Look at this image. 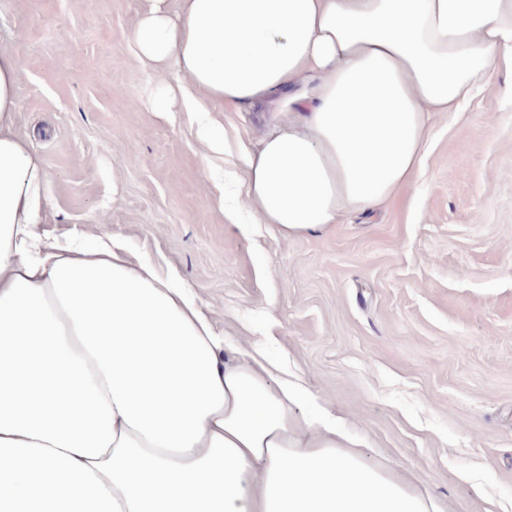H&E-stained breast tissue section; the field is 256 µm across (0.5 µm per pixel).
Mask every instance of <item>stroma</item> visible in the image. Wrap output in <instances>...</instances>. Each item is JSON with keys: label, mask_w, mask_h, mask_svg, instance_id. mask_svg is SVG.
<instances>
[{"label": "stroma", "mask_w": 512, "mask_h": 512, "mask_svg": "<svg viewBox=\"0 0 512 512\" xmlns=\"http://www.w3.org/2000/svg\"><path fill=\"white\" fill-rule=\"evenodd\" d=\"M148 0H0L13 131L48 165L44 228L108 236L206 300L444 512H512V102L492 72L436 114L415 184L374 215L284 239L227 204L257 112H155L174 72L130 47ZM217 122L211 148L201 126ZM315 404V405H316Z\"/></svg>", "instance_id": "1"}]
</instances>
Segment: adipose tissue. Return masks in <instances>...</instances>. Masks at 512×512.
Returning <instances> with one entry per match:
<instances>
[{
	"instance_id": "obj_1",
	"label": "adipose tissue",
	"mask_w": 512,
	"mask_h": 512,
	"mask_svg": "<svg viewBox=\"0 0 512 512\" xmlns=\"http://www.w3.org/2000/svg\"><path fill=\"white\" fill-rule=\"evenodd\" d=\"M130 42L207 107L266 112L242 204L301 237L375 213L422 170L438 112L492 71L512 0H150ZM0 51V512H441L302 419L290 381L228 358L208 304L111 239L41 224L44 157L13 131Z\"/></svg>"
}]
</instances>
